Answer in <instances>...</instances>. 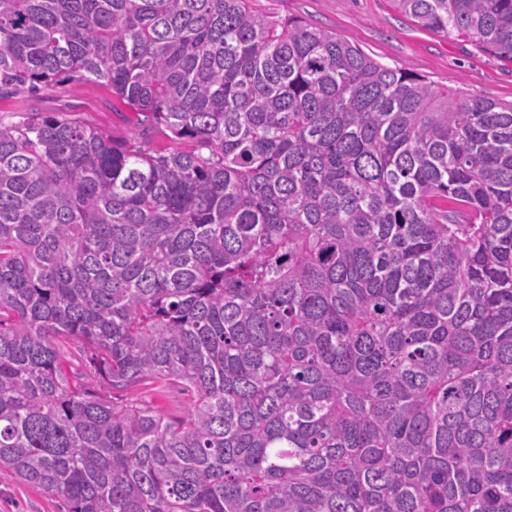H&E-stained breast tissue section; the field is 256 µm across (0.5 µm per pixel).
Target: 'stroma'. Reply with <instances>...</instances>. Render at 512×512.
<instances>
[{
    "instance_id": "obj_1",
    "label": "stroma",
    "mask_w": 512,
    "mask_h": 512,
    "mask_svg": "<svg viewBox=\"0 0 512 512\" xmlns=\"http://www.w3.org/2000/svg\"><path fill=\"white\" fill-rule=\"evenodd\" d=\"M253 6L264 15L297 17L334 32L378 62L411 70L439 86L512 101L511 58L485 50L473 39L424 29L398 11L393 0H253ZM35 111L71 112L89 126L146 148L172 145L163 131L136 126L133 112L96 83L68 84L35 96L0 101V120L6 122L19 121ZM0 512H62V508L1 469Z\"/></svg>"
}]
</instances>
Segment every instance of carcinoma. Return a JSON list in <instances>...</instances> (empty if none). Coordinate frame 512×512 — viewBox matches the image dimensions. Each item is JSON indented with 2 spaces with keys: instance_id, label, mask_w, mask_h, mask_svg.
I'll return each instance as SVG.
<instances>
[{
  "instance_id": "carcinoma-1",
  "label": "carcinoma",
  "mask_w": 512,
  "mask_h": 512,
  "mask_svg": "<svg viewBox=\"0 0 512 512\" xmlns=\"http://www.w3.org/2000/svg\"><path fill=\"white\" fill-rule=\"evenodd\" d=\"M395 2L512 57V0ZM250 3L0 0V100L96 82L179 143L0 122V468L66 512H512V101ZM65 359L66 371H86L85 360L81 352V345L71 339L57 341ZM135 395L164 413H179L190 403L188 395L184 394L179 386L173 384L158 386L151 382H144L137 386Z\"/></svg>"
}]
</instances>
